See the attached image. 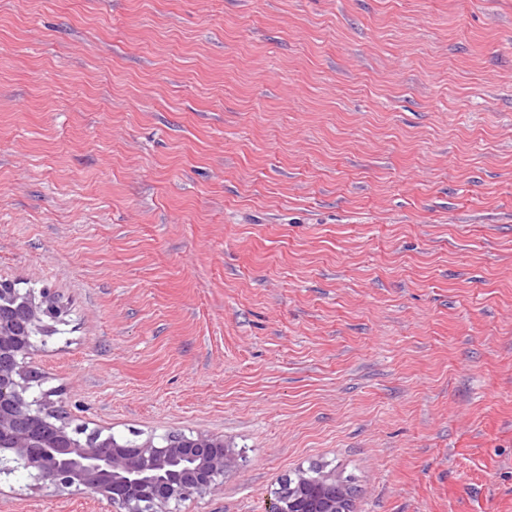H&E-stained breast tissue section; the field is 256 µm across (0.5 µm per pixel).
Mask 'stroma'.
<instances>
[{
  "label": "stroma",
  "mask_w": 512,
  "mask_h": 512,
  "mask_svg": "<svg viewBox=\"0 0 512 512\" xmlns=\"http://www.w3.org/2000/svg\"><path fill=\"white\" fill-rule=\"evenodd\" d=\"M1 278L74 423L223 438L181 512H512V0H0ZM300 477V476H299ZM288 483V492L277 489L274 492L276 507L273 512H345L337 507L344 492L336 486V476L322 475V482L305 486L300 479Z\"/></svg>",
  "instance_id": "35a3bbf8"
}]
</instances>
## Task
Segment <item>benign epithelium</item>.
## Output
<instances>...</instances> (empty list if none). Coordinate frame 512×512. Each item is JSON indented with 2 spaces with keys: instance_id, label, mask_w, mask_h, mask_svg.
<instances>
[{
  "instance_id": "7a95c632",
  "label": "benign epithelium",
  "mask_w": 512,
  "mask_h": 512,
  "mask_svg": "<svg viewBox=\"0 0 512 512\" xmlns=\"http://www.w3.org/2000/svg\"><path fill=\"white\" fill-rule=\"evenodd\" d=\"M62 310L47 288L23 291L0 280V478L23 471L56 491L85 490L112 512H179L187 499L214 491L230 461L224 439L177 435L124 444L72 426L29 366L44 337L60 333ZM336 476L274 492V512H339Z\"/></svg>"
}]
</instances>
